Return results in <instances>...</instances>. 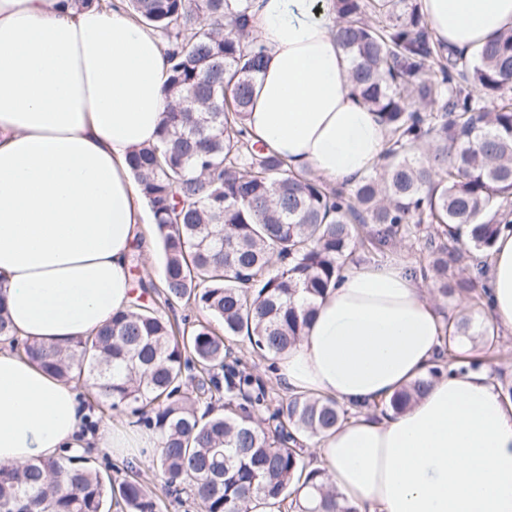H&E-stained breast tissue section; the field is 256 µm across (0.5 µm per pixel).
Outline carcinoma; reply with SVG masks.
Segmentation results:
<instances>
[{"instance_id": "cac0c4a2", "label": "carcinoma", "mask_w": 512, "mask_h": 512, "mask_svg": "<svg viewBox=\"0 0 512 512\" xmlns=\"http://www.w3.org/2000/svg\"><path fill=\"white\" fill-rule=\"evenodd\" d=\"M122 9L162 41L165 113L154 143L129 165L159 231V282L141 287L171 307L219 321L180 330L137 297L94 335L60 349L19 341L18 353L64 382L96 388V406L131 408L156 431L166 494L190 493L201 512H356L308 469L301 442L347 420L329 398L291 395L265 419L263 385L228 363L226 336L265 357L296 344L315 302L356 249L421 231L433 259L419 269L446 298L486 307V254L512 220V30L473 59L433 36L420 0H334L336 37L355 91L388 128L382 163L347 186L296 173L252 141L246 117L264 50L253 0H74ZM470 319L448 321L435 379L458 365L453 345ZM414 382L381 412L406 409ZM224 402L229 414L215 412ZM160 512L137 480L104 479L78 455L0 465V512Z\"/></svg>"}]
</instances>
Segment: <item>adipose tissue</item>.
Returning a JSON list of instances; mask_svg holds the SVG:
<instances>
[{
    "label": "adipose tissue",
    "mask_w": 512,
    "mask_h": 512,
    "mask_svg": "<svg viewBox=\"0 0 512 512\" xmlns=\"http://www.w3.org/2000/svg\"><path fill=\"white\" fill-rule=\"evenodd\" d=\"M435 38L472 57L512 28V0H422ZM266 48L246 119L291 168L339 187L382 161L387 129L356 96L332 0H254ZM157 37L125 12L0 0V300L18 338L71 347L129 306L143 237L127 165L168 109ZM498 329L512 333V231L485 266ZM446 312L402 258L348 263L301 341L275 359L294 394L349 418L316 437L324 480L358 512H512V400L483 367L433 380L399 413L382 402L427 377ZM72 384L0 342V464L83 446L127 458L159 445L102 423Z\"/></svg>",
    "instance_id": "1"
}]
</instances>
